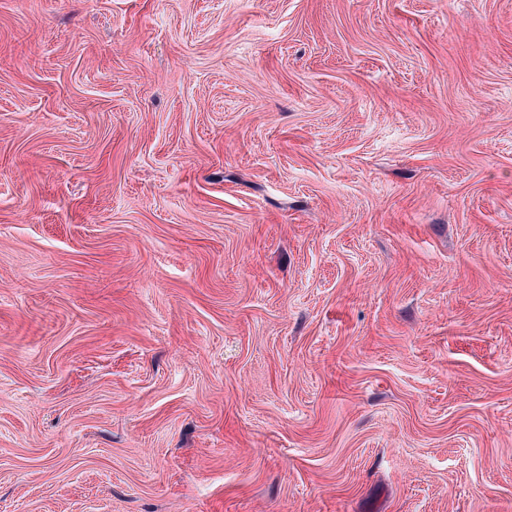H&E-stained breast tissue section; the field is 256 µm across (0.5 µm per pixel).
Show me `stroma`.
Returning <instances> with one entry per match:
<instances>
[{
	"label": "stroma",
	"instance_id": "1",
	"mask_svg": "<svg viewBox=\"0 0 512 512\" xmlns=\"http://www.w3.org/2000/svg\"><path fill=\"white\" fill-rule=\"evenodd\" d=\"M0 512H512V0H0Z\"/></svg>",
	"mask_w": 512,
	"mask_h": 512
}]
</instances>
